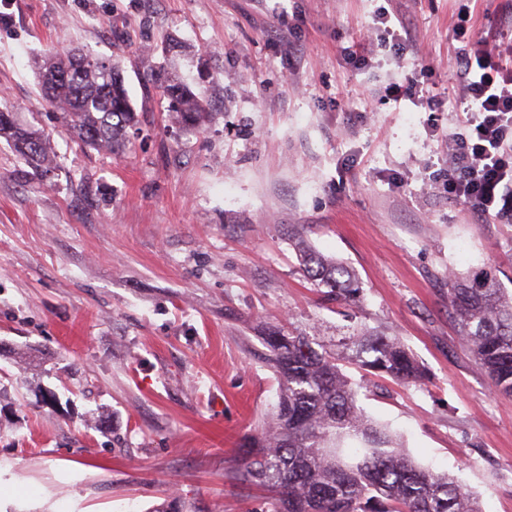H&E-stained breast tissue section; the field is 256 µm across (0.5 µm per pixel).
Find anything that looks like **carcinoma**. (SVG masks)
Here are the masks:
<instances>
[{
	"mask_svg": "<svg viewBox=\"0 0 512 512\" xmlns=\"http://www.w3.org/2000/svg\"><path fill=\"white\" fill-rule=\"evenodd\" d=\"M45 104L81 145L125 147L134 112L115 66L87 55L55 53L40 66ZM175 120L200 126L202 99L166 85ZM0 139L44 173L55 168L49 137L0 110ZM292 246L306 279L327 304L353 306L362 288L354 271L316 253L303 233ZM448 315L493 390L512 396V293L487 270L448 273ZM263 360L280 390L268 425L239 449V480L265 493L268 512H482L449 472L418 464L390 430L359 405L360 385L344 373L352 363L379 377L418 384L426 370L396 336L357 324L324 336L292 322L267 327Z\"/></svg>",
	"mask_w": 512,
	"mask_h": 512,
	"instance_id": "carcinoma-1",
	"label": "carcinoma"
}]
</instances>
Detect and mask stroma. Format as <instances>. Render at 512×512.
I'll use <instances>...</instances> for the list:
<instances>
[{"label": "stroma", "instance_id": "35a3bbf8", "mask_svg": "<svg viewBox=\"0 0 512 512\" xmlns=\"http://www.w3.org/2000/svg\"><path fill=\"white\" fill-rule=\"evenodd\" d=\"M502 3L0 0V106L48 131L58 161L41 176L0 142V512H151L171 496L262 512L233 472L279 389L261 330L290 320L398 336L429 378L349 369L365 413L483 512H512V397L448 316L449 271L490 268L512 290V224L445 187L457 48L512 47ZM383 11L412 48L352 62L344 48ZM63 47L119 66L137 115L124 149L81 146L39 104L38 65ZM420 68L439 108L385 96ZM163 71L203 94L205 126L172 122ZM292 228L357 273L358 306L321 304Z\"/></svg>", "mask_w": 512, "mask_h": 512}]
</instances>
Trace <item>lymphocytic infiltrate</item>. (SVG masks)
<instances>
[{"instance_id": "lymphocytic-infiltrate-1", "label": "lymphocytic infiltrate", "mask_w": 512, "mask_h": 512, "mask_svg": "<svg viewBox=\"0 0 512 512\" xmlns=\"http://www.w3.org/2000/svg\"><path fill=\"white\" fill-rule=\"evenodd\" d=\"M466 115L448 136L447 189L482 222L512 223V59L465 52Z\"/></svg>"}]
</instances>
